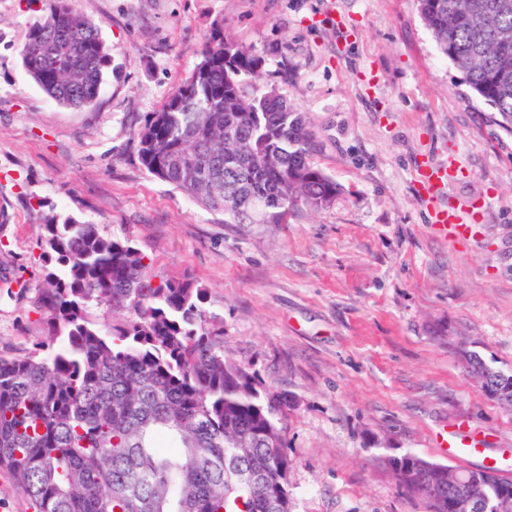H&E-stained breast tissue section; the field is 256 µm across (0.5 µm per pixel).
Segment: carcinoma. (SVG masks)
I'll return each mask as SVG.
<instances>
[{
  "mask_svg": "<svg viewBox=\"0 0 512 512\" xmlns=\"http://www.w3.org/2000/svg\"><path fill=\"white\" fill-rule=\"evenodd\" d=\"M438 51L512 131V0H416ZM27 74L58 103L92 110L112 65L98 27L74 0H50L22 50ZM262 60L222 30L164 108L134 131L153 176L226 224H286L328 208L341 188L312 161L313 129L274 90L247 89ZM195 154L196 173L174 158ZM239 204L224 206L229 197ZM41 284L31 303L42 336L24 356L0 355V472L33 512H292L288 485L255 477L290 469L291 400L224 358L222 325L194 281L153 282L128 238L57 215L42 225ZM120 315L103 334L92 308ZM456 346L482 393L512 408V375ZM415 454L387 465L426 512H449L453 472ZM486 469L467 489L491 498Z\"/></svg>",
  "mask_w": 512,
  "mask_h": 512,
  "instance_id": "1",
  "label": "carcinoma"
}]
</instances>
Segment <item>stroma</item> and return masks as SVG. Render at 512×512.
Segmentation results:
<instances>
[{"label": "stroma", "instance_id": "obj_1", "mask_svg": "<svg viewBox=\"0 0 512 512\" xmlns=\"http://www.w3.org/2000/svg\"><path fill=\"white\" fill-rule=\"evenodd\" d=\"M112 54L94 109L58 104L22 47L48 0H0V355L40 337L41 226L99 224L188 277L224 356L288 394L292 512H425L384 456L453 464L461 425L512 472V411L463 374L449 340L512 373V132L437 50L415 0H75ZM264 61L257 81L316 133L341 194L285 224H228L139 162L133 131L200 60L214 25ZM449 177L420 197L422 164ZM474 225L453 241L433 206Z\"/></svg>", "mask_w": 512, "mask_h": 512}]
</instances>
